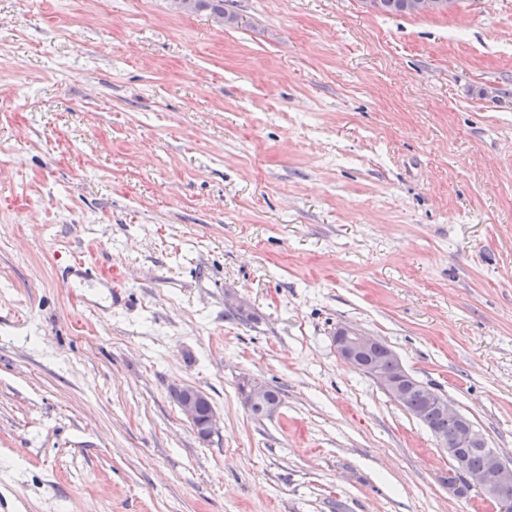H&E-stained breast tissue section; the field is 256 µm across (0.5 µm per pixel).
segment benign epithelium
<instances>
[{"label": "benign epithelium", "mask_w": 512, "mask_h": 512, "mask_svg": "<svg viewBox=\"0 0 512 512\" xmlns=\"http://www.w3.org/2000/svg\"><path fill=\"white\" fill-rule=\"evenodd\" d=\"M454 0H405L404 9L411 13L444 12L449 10ZM337 354L354 369L374 381L393 401L403 404L408 394L417 391L424 401L436 406L441 412L457 418L464 426V434L459 440L441 442L448 454V489L463 496L474 490L496 502L497 512H509L512 498L508 490L512 488V462L500 454L491 452L485 466L479 470L467 467L466 452L469 448H485L487 443L473 423L457 410L447 399L435 390L417 381L402 365L396 353L378 337L360 329L340 325L334 333ZM384 350L393 360L395 370L383 369L381 359L375 352ZM180 409L193 426L197 438L208 443L220 431V417L208 396L194 387L185 388Z\"/></svg>", "instance_id": "1"}]
</instances>
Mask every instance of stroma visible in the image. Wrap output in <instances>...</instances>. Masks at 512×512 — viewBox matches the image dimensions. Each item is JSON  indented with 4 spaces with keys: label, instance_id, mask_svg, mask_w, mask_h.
I'll return each mask as SVG.
<instances>
[{
    "label": "stroma",
    "instance_id": "35a3bbf8",
    "mask_svg": "<svg viewBox=\"0 0 512 512\" xmlns=\"http://www.w3.org/2000/svg\"><path fill=\"white\" fill-rule=\"evenodd\" d=\"M343 324L512 460V0H0V512H493ZM382 0V10L384 13H423V12H444L449 10L454 0ZM245 388L240 386V390L244 397L246 404L251 403L256 400L264 399L267 393V386L262 385L256 382H250L249 380L245 381ZM244 389V391H243ZM252 415L255 417H265L270 415L269 407L264 403H253L247 405ZM179 390L174 389L173 397L182 414L193 426L197 438L203 443L210 442L219 433L221 421L208 396L197 388L186 387L182 400L183 390Z\"/></svg>",
    "mask_w": 512,
    "mask_h": 512
}]
</instances>
